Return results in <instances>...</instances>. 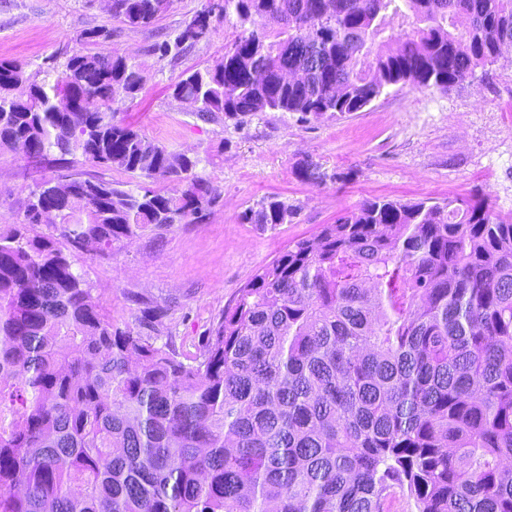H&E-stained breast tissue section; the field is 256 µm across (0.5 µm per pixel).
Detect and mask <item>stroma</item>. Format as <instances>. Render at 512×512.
Wrapping results in <instances>:
<instances>
[{"label":"stroma","mask_w":512,"mask_h":512,"mask_svg":"<svg viewBox=\"0 0 512 512\" xmlns=\"http://www.w3.org/2000/svg\"><path fill=\"white\" fill-rule=\"evenodd\" d=\"M205 2L173 0L153 25L133 28L113 19L104 0H0V58L32 71L47 57L79 50L81 31L111 30L101 52L134 58L144 75L139 96L118 105L121 118L170 150L198 156V173L219 196L202 223L145 232L107 259L76 256L117 324L139 316L132 295L166 306L165 335L192 357L261 266L366 199L441 202L488 194L512 209L511 50L487 73L448 91L394 88L347 118L305 122L292 112H266L240 127L220 117L204 122L173 98L170 86L183 72L220 60L237 34L233 23L217 22L209 39L175 61L151 48L174 40ZM307 159L325 172L322 185L301 179L298 167ZM56 170L51 158L0 152V227L22 220L35 183ZM272 195L294 208L288 223L272 230L240 223L244 210Z\"/></svg>","instance_id":"35a3bbf8"}]
</instances>
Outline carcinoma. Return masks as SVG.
<instances>
[{
	"mask_svg": "<svg viewBox=\"0 0 512 512\" xmlns=\"http://www.w3.org/2000/svg\"><path fill=\"white\" fill-rule=\"evenodd\" d=\"M223 2L153 52L176 58L235 19L224 57L171 85L198 118L235 126L345 117L393 86L446 92L512 47V0ZM168 9L112 0L134 28ZM63 55L35 72L0 60V150L138 183L59 174L0 228V512H386L398 490L416 512H512V211L488 195L366 199L260 268L186 363L158 343L163 306L140 299L118 327L74 253L197 224L218 195L200 158L117 119L140 65ZM299 175L325 179L309 160ZM292 217L268 196L239 221Z\"/></svg>",
	"mask_w": 512,
	"mask_h": 512,
	"instance_id": "carcinoma-1",
	"label": "carcinoma"
}]
</instances>
